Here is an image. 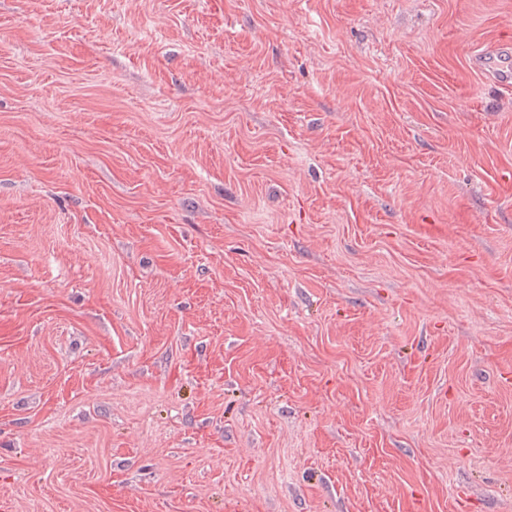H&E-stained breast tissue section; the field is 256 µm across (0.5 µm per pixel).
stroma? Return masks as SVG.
Returning a JSON list of instances; mask_svg holds the SVG:
<instances>
[{
  "instance_id": "35a3bbf8",
  "label": "stroma",
  "mask_w": 512,
  "mask_h": 512,
  "mask_svg": "<svg viewBox=\"0 0 512 512\" xmlns=\"http://www.w3.org/2000/svg\"><path fill=\"white\" fill-rule=\"evenodd\" d=\"M512 0H0V512H512ZM509 54V46L485 53L479 52L472 57V64L496 83L510 87L512 85V70L509 64L505 65V61H502Z\"/></svg>"
}]
</instances>
